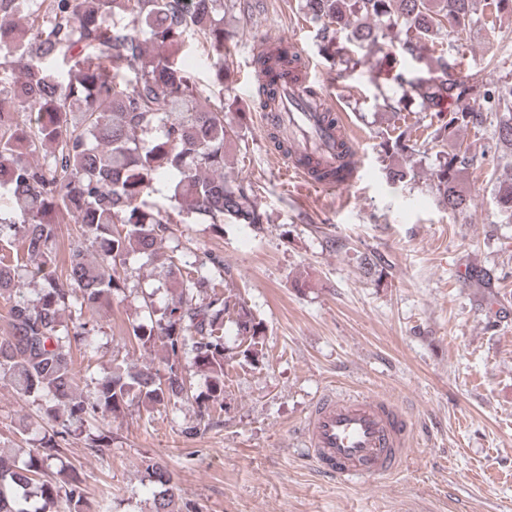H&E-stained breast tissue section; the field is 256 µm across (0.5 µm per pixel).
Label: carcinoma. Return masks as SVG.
<instances>
[{
  "instance_id": "1",
  "label": "carcinoma",
  "mask_w": 512,
  "mask_h": 512,
  "mask_svg": "<svg viewBox=\"0 0 512 512\" xmlns=\"http://www.w3.org/2000/svg\"><path fill=\"white\" fill-rule=\"evenodd\" d=\"M319 24L317 46L329 58L351 61L350 47L383 49L398 43L370 66L375 83L392 81L434 113L433 140L451 138L498 112V140L512 147V84H478L457 76L434 56L437 40L462 34L472 19V0H306ZM224 0H0V54L19 60L12 81H0V181L8 207L0 210V299L10 304L6 335L0 336V383L21 397H50L52 433L23 465L0 458V512H27L19 491L36 487V512H88L76 470L54 467L75 422L91 424L136 402L145 408L190 400L191 382L182 364L204 373L206 409L224 408V367L241 357L264 356V327L233 290L198 299L208 283L196 267L168 257L172 298L158 318L130 324L128 336L144 349L159 348L164 372L118 367L97 382L94 395L77 392L73 350L88 345L94 315L112 305L124 287L129 258L152 260L173 225L244 224L262 216L249 188L224 174L226 145L240 139L224 121V95L204 96L181 61L190 40L205 43L217 58L224 83ZM436 58L433 69L408 74L407 60ZM290 64L285 50L258 55L254 66L267 73ZM412 132L383 144L387 177L403 182ZM44 152L43 162L32 160ZM466 153L451 150L438 160L432 189L440 203L465 213L471 198L461 186ZM169 180L176 215L149 201L155 181ZM495 199L512 221V178L499 180ZM76 225V244L62 268L60 225ZM23 248H18L17 243ZM41 281L27 299L18 271L25 259ZM89 314L68 327L73 303ZM236 327L237 343L224 341V323ZM165 487L154 512H171L174 492L168 468L147 466Z\"/></svg>"
}]
</instances>
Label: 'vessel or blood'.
<instances>
[{"label":"vessel or blood","instance_id":"vessel-or-blood-1","mask_svg":"<svg viewBox=\"0 0 512 512\" xmlns=\"http://www.w3.org/2000/svg\"><path fill=\"white\" fill-rule=\"evenodd\" d=\"M296 69L269 79L254 72V86L271 84L274 101L261 115L263 132L283 128L287 148L277 150L287 174L316 188L354 187L362 162L346 119L330 122L335 108L298 43ZM412 438L408 420L389 400L327 393L311 408L301 431L302 451L317 469L344 480L389 474L402 465Z\"/></svg>","mask_w":512,"mask_h":512}]
</instances>
